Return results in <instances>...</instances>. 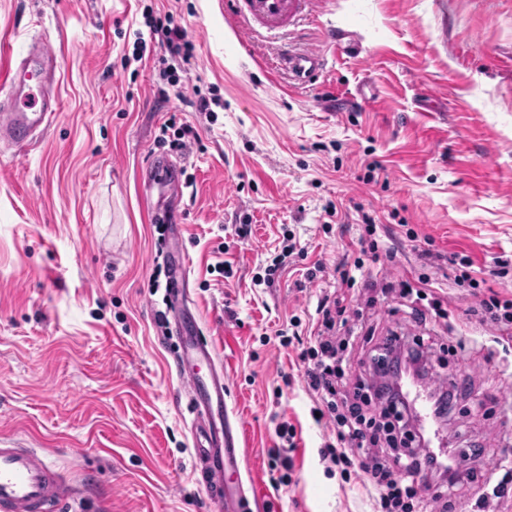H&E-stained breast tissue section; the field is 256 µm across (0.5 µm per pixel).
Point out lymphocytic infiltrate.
Instances as JSON below:
<instances>
[{
  "label": "lymphocytic infiltrate",
  "instance_id": "obj_1",
  "mask_svg": "<svg viewBox=\"0 0 512 512\" xmlns=\"http://www.w3.org/2000/svg\"><path fill=\"white\" fill-rule=\"evenodd\" d=\"M167 52L162 75L170 86H178L179 62L187 60L192 44L178 26L153 24L147 36L138 37V55ZM345 294L326 293L319 299L308 334L312 344L304 372L308 391L320 402L313 408L315 419H329L333 442L320 449L322 462L350 476L352 469L364 473L374 512H412L421 492L428 491L441 512H450L456 491L478 477L476 469L459 471L452 460L416 449H399L398 437L409 416L408 405L396 386L384 377L395 360L410 363L418 376H425L424 338L413 339L391 332L361 356H354L355 326H338L336 318L346 307ZM366 364L382 375L372 385L351 380L353 364Z\"/></svg>",
  "mask_w": 512,
  "mask_h": 512
}]
</instances>
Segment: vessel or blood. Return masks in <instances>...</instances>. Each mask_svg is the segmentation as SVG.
Listing matches in <instances>:
<instances>
[{"instance_id":"vessel-or-blood-1","label":"vessel or blood","mask_w":512,"mask_h":512,"mask_svg":"<svg viewBox=\"0 0 512 512\" xmlns=\"http://www.w3.org/2000/svg\"><path fill=\"white\" fill-rule=\"evenodd\" d=\"M245 19L269 31L296 25L313 16L317 0H232ZM280 64L294 80H315L325 68L315 51H291ZM57 60L49 48L33 50L0 73L8 94L0 99V140L24 148L42 134L60 110L51 83ZM182 348L180 369L188 370L184 384L193 415L195 455L204 467L217 512H245L247 497L241 483L229 484L226 474H238L245 460L237 432L226 420L224 370L215 347L203 336L196 318L186 314L176 324ZM67 492L62 474L36 451L0 440V512H57Z\"/></svg>"}]
</instances>
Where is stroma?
<instances>
[{
  "label": "stroma",
  "instance_id": "obj_1",
  "mask_svg": "<svg viewBox=\"0 0 512 512\" xmlns=\"http://www.w3.org/2000/svg\"><path fill=\"white\" fill-rule=\"evenodd\" d=\"M169 18L194 50L178 70L183 98L164 100L157 60L133 51L147 21ZM340 30L357 51L333 47ZM39 42L59 63L61 110L28 150L0 144V437L42 449L67 476L75 492L60 512H214L174 311L151 291L177 249L224 366L257 512L372 510L359 481L321 463L330 430L303 379L299 337L345 269L360 282H432L445 317L422 327L381 299L368 319L380 334L430 332L428 388L471 383L432 450L467 469L473 443L512 444L500 423L512 410V330L465 314L476 294H512V0H320L280 33L248 25L230 0H0V63ZM291 47L325 56L316 81L281 74ZM200 97L221 104L209 115ZM161 157L184 160L175 192L145 186ZM146 189L171 212L167 233L144 211ZM364 211L374 254L361 250ZM290 239L285 272L265 285ZM420 248L470 257L479 287L422 266ZM452 334L506 341L489 363L449 356ZM284 421L298 447L278 487L286 472L271 451Z\"/></svg>",
  "mask_w": 512,
  "mask_h": 512
}]
</instances>
